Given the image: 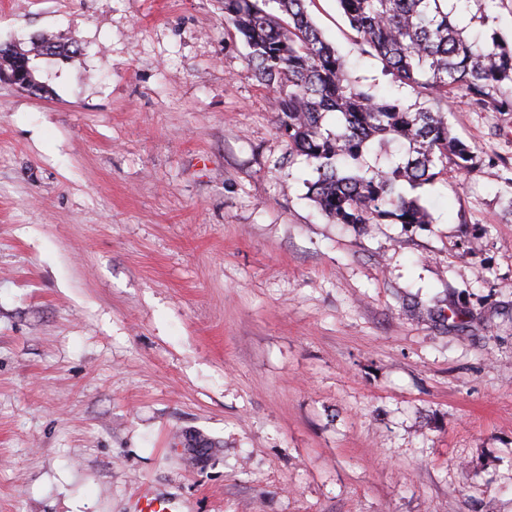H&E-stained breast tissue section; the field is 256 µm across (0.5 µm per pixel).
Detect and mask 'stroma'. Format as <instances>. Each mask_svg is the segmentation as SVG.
Returning a JSON list of instances; mask_svg holds the SVG:
<instances>
[{"instance_id": "1", "label": "stroma", "mask_w": 512, "mask_h": 512, "mask_svg": "<svg viewBox=\"0 0 512 512\" xmlns=\"http://www.w3.org/2000/svg\"><path fill=\"white\" fill-rule=\"evenodd\" d=\"M45 34L0 81V512H512V112L452 100L429 224H334L221 0H0ZM48 49H52L54 51L50 56L68 57L70 53L77 51L78 45L76 41L70 40V42H59L52 37L42 36L37 40L34 46H32L29 52L25 53L13 50L12 55L18 66H22L26 63H31L29 53H33L34 56L45 55L44 52ZM1 77L8 80L16 88L22 90L35 91L39 83L34 78L32 70L25 66V69H20L17 66L10 65L6 68L4 65L0 68V79Z\"/></svg>"}]
</instances>
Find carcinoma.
<instances>
[{
  "label": "carcinoma",
  "instance_id": "carcinoma-1",
  "mask_svg": "<svg viewBox=\"0 0 512 512\" xmlns=\"http://www.w3.org/2000/svg\"><path fill=\"white\" fill-rule=\"evenodd\" d=\"M480 0H337L363 51L393 82L432 100L465 95L483 110L512 112V42L492 27ZM277 4L278 13L266 10ZM313 0H224V21L249 49L248 65L278 95V129L291 155L302 156L316 177L308 195L336 224H430L421 196L450 169L468 174L476 156L452 135L448 111L407 105L351 78L345 58L313 22ZM478 28L474 36L469 30ZM77 42L43 36L31 53L13 52L20 66L48 49L67 57ZM336 114V131L323 128ZM409 145L404 162L368 165L372 144L381 150Z\"/></svg>",
  "mask_w": 512,
  "mask_h": 512
}]
</instances>
